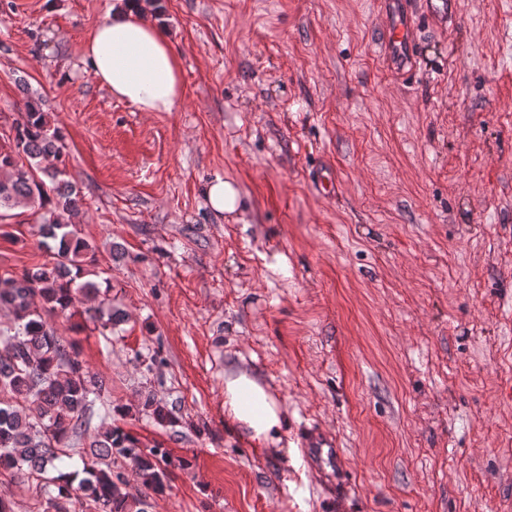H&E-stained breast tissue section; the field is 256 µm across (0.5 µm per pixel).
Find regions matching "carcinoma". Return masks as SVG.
I'll list each match as a JSON object with an SVG mask.
<instances>
[{"label": "carcinoma", "instance_id": "carcinoma-1", "mask_svg": "<svg viewBox=\"0 0 512 512\" xmlns=\"http://www.w3.org/2000/svg\"><path fill=\"white\" fill-rule=\"evenodd\" d=\"M14 131L13 145L0 147V210L42 211L38 235L50 260L0 278V306L13 315L0 326V466L41 482L42 512H73L78 496L64 475L47 481L44 476L69 456V438L88 431L96 404L102 421L112 419V402L105 397L106 380L70 355L50 317L85 302L101 327L112 330V281L86 279L94 254L76 223L83 196L67 179L62 136L38 99L25 102ZM143 410L159 423L175 422L150 392ZM88 448L92 460L83 462L87 477L79 491L89 512H145V501L129 498L126 481L112 471L114 455L130 461L146 489L163 490L168 452L162 446L144 448L132 434L110 426L89 436Z\"/></svg>", "mask_w": 512, "mask_h": 512}]
</instances>
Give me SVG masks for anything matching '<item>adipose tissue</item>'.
<instances>
[{
    "instance_id": "adipose-tissue-1",
    "label": "adipose tissue",
    "mask_w": 512,
    "mask_h": 512,
    "mask_svg": "<svg viewBox=\"0 0 512 512\" xmlns=\"http://www.w3.org/2000/svg\"><path fill=\"white\" fill-rule=\"evenodd\" d=\"M83 57L113 97L139 112L174 111L183 95L178 57L167 35L146 10L123 5L97 25L83 43ZM224 421L262 448L277 445L286 413L247 373L224 380Z\"/></svg>"
}]
</instances>
